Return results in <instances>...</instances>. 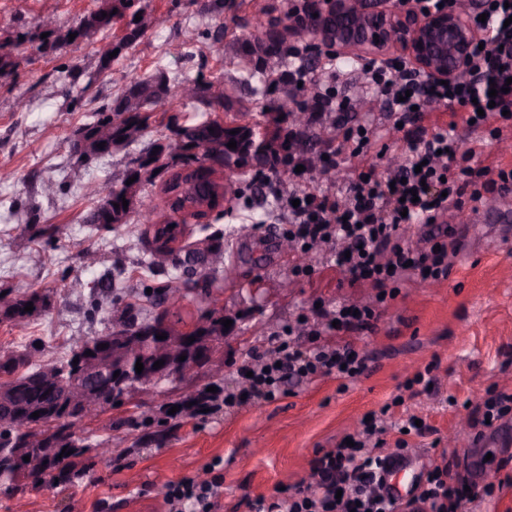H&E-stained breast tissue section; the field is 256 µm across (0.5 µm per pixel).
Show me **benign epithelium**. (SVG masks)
I'll use <instances>...</instances> for the list:
<instances>
[{
    "label": "benign epithelium",
    "instance_id": "1",
    "mask_svg": "<svg viewBox=\"0 0 512 512\" xmlns=\"http://www.w3.org/2000/svg\"><path fill=\"white\" fill-rule=\"evenodd\" d=\"M274 23L290 36H312L308 55L312 67L324 56L386 61L396 53L409 68L437 82L451 81L466 70L480 37L459 12L445 7L424 10L415 0H311L301 16L283 22L276 17ZM218 340V336H197L190 343L184 335L158 340L143 335L138 326L116 332L104 353L78 361L75 371L81 384L52 392L50 400L38 407L37 421L50 419L52 413L71 414L77 427L94 414L89 404L104 392L96 382L98 373L119 372L112 380L114 393L129 383L147 385L176 373L188 375L208 360ZM139 352L144 366L140 374L132 370L133 356ZM183 354L186 359L181 361ZM161 359L163 366L153 368Z\"/></svg>",
    "mask_w": 512,
    "mask_h": 512
}]
</instances>
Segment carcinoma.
Returning <instances> with one entry per match:
<instances>
[{
  "instance_id": "carcinoma-1",
  "label": "carcinoma",
  "mask_w": 512,
  "mask_h": 512,
  "mask_svg": "<svg viewBox=\"0 0 512 512\" xmlns=\"http://www.w3.org/2000/svg\"><path fill=\"white\" fill-rule=\"evenodd\" d=\"M107 16H102V13ZM142 19L135 20L136 15ZM157 19L141 0H95V7L78 18L72 25L62 27L54 15L46 14L39 20L32 33L17 29L0 42V78L11 76L19 66L15 50L23 48L39 57L57 56L64 49L95 42V56L98 70L105 71L112 65L109 53L118 51L117 57L135 45L156 25ZM123 24L124 34L117 40L105 37L96 39L118 24ZM253 28L261 32L254 40H246L241 45L242 54L252 66L243 67L240 83L253 86L256 95L265 96L272 85L285 82L280 63L286 52L283 50L284 38L281 32L266 29L265 17H254ZM47 37H42V34ZM75 35L69 39V35ZM195 105L200 112L199 119L191 124L175 125L172 131L176 137L169 135L158 139L143 149L141 155L146 158V169L127 168L120 182L111 185V191L102 186L90 190L97 199L87 217V223L100 227H112L126 224L131 214L142 218L144 229L142 236L146 239L144 265L151 269L156 258L171 257L172 274L164 288L155 296L152 307L156 309L151 322L157 324L168 319L169 310L164 304L171 300L170 290L179 283L189 293L198 287L192 279V269L188 261L195 254L202 255L204 268L213 272L224 271V247L215 242L199 251L193 243L184 244L188 221L196 219L199 214L213 204L224 199V183L220 181V170L234 166L246 168L257 163L269 166L279 162L288 152V134L280 127L281 106L275 101H257L252 105L235 102L224 93V83L206 82L200 79H180L170 76L163 69H158L147 76H140L124 88L112 102L94 114L92 122L83 125L85 143L81 146V155L96 154L101 157L111 155L137 143L149 126L151 112L165 100L170 91ZM237 108L241 118L227 124L210 118L213 112ZM236 134H231V131ZM236 141V148L227 147L229 141ZM105 143L103 148L97 144ZM169 174L162 183L160 193L163 208L153 206L148 212L138 210L137 204L145 198L146 186L154 185L156 173ZM136 177L132 184L127 180ZM127 200V207H115V204ZM12 302L10 309L0 311V319L23 322L34 312L46 309L50 295L33 291L26 295H14L12 292L1 296ZM33 303L34 312L24 308ZM84 344L101 342L100 337L74 338L66 357L50 362L59 372L60 382L67 385L70 381L68 368L74 358L79 356V341ZM34 352L27 351L21 355H0V386L11 387V401L19 410H26L44 397L49 386L40 377L41 364L32 360ZM73 424L68 417L57 415L40 427L9 425L0 433V483L10 486L15 493H24L25 486L16 484L21 472L25 471L32 483H37L44 472L56 470L61 479L67 478L68 456L43 464L42 452L51 443L61 444L69 449L75 448ZM24 449V455L30 460L19 461L16 450Z\"/></svg>"
}]
</instances>
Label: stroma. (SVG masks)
Returning a JSON list of instances; mask_svg holds the SVG:
<instances>
[{
  "mask_svg": "<svg viewBox=\"0 0 512 512\" xmlns=\"http://www.w3.org/2000/svg\"><path fill=\"white\" fill-rule=\"evenodd\" d=\"M146 2L156 27L109 71L99 72L92 45L85 44L66 48L58 59L19 52L16 75L0 79V289L50 295L49 306L25 322L0 320V353L37 345L44 359H56L72 337L107 334L126 304L148 307L171 265L145 272L137 222L88 227L85 218L95 201L84 184L68 180L79 163L71 142L92 113L132 78L157 68L232 87L253 16L269 7L282 10L280 0H233L218 15L203 10L204 0ZM14 6V0H0V40L19 27L35 29L49 9L61 25H71L93 9L94 0H28L19 19ZM218 23L224 33L216 42L206 32ZM188 30L199 37L187 45ZM340 79L349 99L348 122L377 125L368 157L385 168L396 153L399 132L380 102L363 93L357 71H343ZM20 99L30 101V110L15 109ZM142 145L92 161L86 182L119 180ZM223 177L234 193L210 224L232 271L216 276L209 294L196 291L169 306L172 318L189 327L210 311L237 316V332L214 354L222 372L203 366L189 378L172 376L88 418L77 429L80 440L67 488L44 481L16 495L0 485V512H164L166 485L202 473L217 457L224 461L219 512H253L252 502L273 494L278 484L309 481L317 451L357 432L368 412L390 402L401 383L431 363L436 366L433 389L405 396L403 404L434 430L433 437L412 441L420 471L446 463L481 486L511 473L512 416L480 432L471 422L490 387L512 392V189L492 197V210L475 211L466 204L443 216L444 224L456 228L460 245L446 281L405 279L373 331L337 335L338 343L352 342L368 353L365 375L344 385L333 377L293 383L274 403L195 417L190 396L211 386L238 389L237 369L247 350L310 312L315 296L331 306L344 300L366 303L374 295L366 285L339 287V270L314 253L312 278L293 277L295 254L277 247L288 227L286 214L275 206L277 191L288 187L281 175L262 180L256 169L232 167ZM45 180L60 184L55 196L41 193ZM107 272L117 288L97 294L95 284ZM100 443L111 455H97Z\"/></svg>",
  "mask_w": 512,
  "mask_h": 512,
  "instance_id": "1",
  "label": "stroma"
}]
</instances>
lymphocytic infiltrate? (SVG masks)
I'll list each match as a JSON object with an SVG mask.
<instances>
[{
	"mask_svg": "<svg viewBox=\"0 0 512 512\" xmlns=\"http://www.w3.org/2000/svg\"><path fill=\"white\" fill-rule=\"evenodd\" d=\"M478 11L486 16L480 26L484 47L472 50L468 72L449 84L391 63L360 65L366 87L381 99L387 118L409 127L394 170L382 174L376 164L367 162L368 142L375 131L357 124L346 128L342 138L319 141L325 155L318 168L322 172L336 169L340 156L358 159L343 183L313 186L310 176L315 168L300 154L288 155L296 179L288 190L278 191L277 198L288 214L289 242L315 253H331L349 285L367 284L376 290L374 301L322 306L310 317L288 324L268 345L246 354L238 368L239 391L205 395L203 408L273 403L292 380L312 382L333 375L346 381L365 374L369 357L363 348L336 345L333 336L372 329L405 277L446 281L458 241L454 226L441 223V216L462 201L477 207L489 195L512 187V169L474 165L476 147L464 146L457 134L462 126L499 139L512 112V91L505 89L512 77V6L505 0H479ZM290 78L314 88L311 123L345 109L347 100L339 92L336 72L319 75L299 67ZM493 87L498 90L494 97L489 94ZM430 109L446 113V120L425 124L424 114ZM413 192L418 195L414 201L409 198ZM409 226L416 227V239L403 236V228ZM402 403V396H395L363 420L351 443L320 450L311 463L309 483L257 498L255 512H402L401 504L379 490L377 474L385 449L391 445L396 453L408 452L411 438L424 437L429 430L428 425H416L415 415H396ZM391 432L396 439L390 443L386 436ZM205 471L206 479L186 475L167 485L165 512H218L224 487L222 459L214 458ZM493 493L490 485L469 488L467 479L438 465L419 485L412 512H466L467 504Z\"/></svg>",
	"mask_w": 512,
	"mask_h": 512,
	"instance_id": "lymphocytic-infiltrate-1",
	"label": "lymphocytic infiltrate"
}]
</instances>
